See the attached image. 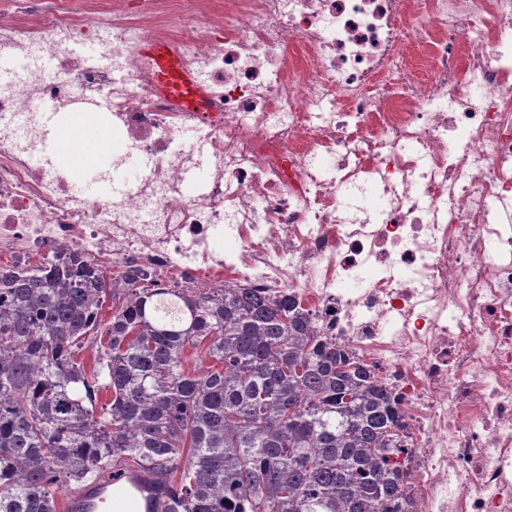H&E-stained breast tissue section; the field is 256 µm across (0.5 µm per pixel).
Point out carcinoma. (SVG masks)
I'll return each mask as SVG.
<instances>
[{"mask_svg": "<svg viewBox=\"0 0 512 512\" xmlns=\"http://www.w3.org/2000/svg\"><path fill=\"white\" fill-rule=\"evenodd\" d=\"M405 432L286 293L111 281L78 253L0 267V512L131 467L168 483L166 512H401ZM137 492L156 512L158 483Z\"/></svg>", "mask_w": 512, "mask_h": 512, "instance_id": "1", "label": "carcinoma"}]
</instances>
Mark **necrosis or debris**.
I'll return each mask as SVG.
<instances>
[{
	"instance_id": "obj_1",
	"label": "necrosis or debris",
	"mask_w": 512,
	"mask_h": 512,
	"mask_svg": "<svg viewBox=\"0 0 512 512\" xmlns=\"http://www.w3.org/2000/svg\"><path fill=\"white\" fill-rule=\"evenodd\" d=\"M408 37L427 79L392 68ZM2 55L0 264L291 293L400 397L409 512H512V0H0ZM86 114L134 188L74 194L49 118ZM144 49L148 57L154 61L157 78L165 90L191 100L201 97V88L196 86L192 76L183 69L167 44L148 40Z\"/></svg>"
}]
</instances>
